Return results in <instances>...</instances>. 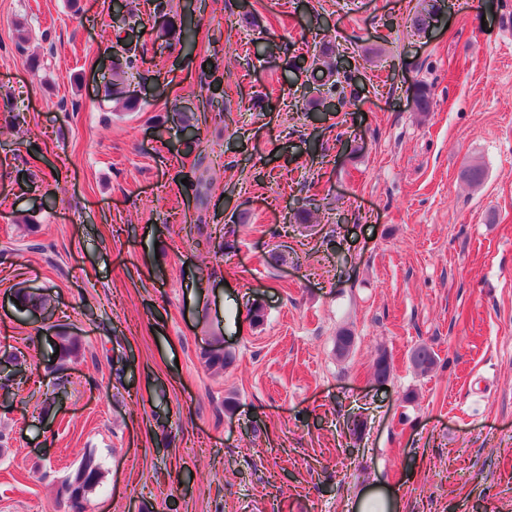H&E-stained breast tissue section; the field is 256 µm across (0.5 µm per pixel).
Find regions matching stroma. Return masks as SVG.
<instances>
[{
  "label": "stroma",
  "mask_w": 512,
  "mask_h": 512,
  "mask_svg": "<svg viewBox=\"0 0 512 512\" xmlns=\"http://www.w3.org/2000/svg\"><path fill=\"white\" fill-rule=\"evenodd\" d=\"M157 29L141 8L118 30L102 0H0V355L22 361L0 384V512H70L89 454L86 512H354L389 488L395 512H512V0H209L187 56ZM121 37L142 47L134 112L106 94ZM328 39L358 64L314 118L317 82L282 75ZM215 65L230 114L190 149L164 99L203 114ZM20 290L50 309L18 310ZM62 330L83 348L46 371ZM217 332L221 371L201 358ZM409 359L414 370L421 375L429 373L438 364L434 349L425 343L415 346L410 352ZM74 474L72 475V481L78 482V486L75 489L82 498L80 504L77 506V510L74 512H84L85 507L83 500L87 491L97 486L102 479V469L100 464L95 460L92 455L86 456L78 466Z\"/></svg>",
  "instance_id": "1"
}]
</instances>
